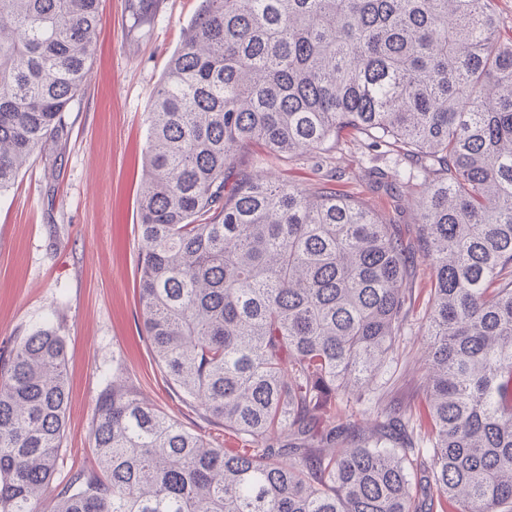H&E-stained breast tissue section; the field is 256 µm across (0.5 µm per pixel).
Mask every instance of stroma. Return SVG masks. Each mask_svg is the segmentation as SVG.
Listing matches in <instances>:
<instances>
[{
    "label": "stroma",
    "instance_id": "35a3bbf8",
    "mask_svg": "<svg viewBox=\"0 0 512 512\" xmlns=\"http://www.w3.org/2000/svg\"><path fill=\"white\" fill-rule=\"evenodd\" d=\"M202 0H100L101 29L92 77L65 114L68 134L37 150L14 185L0 193V354L17 338L49 324L66 344L71 398L55 482L94 460L91 422L113 376L140 398L206 439L222 427L184 405L154 362L142 333L138 295V200L148 112L169 57ZM278 183L308 187L319 174L312 158L286 162L244 155ZM337 187L379 215L393 202L373 189L367 172L394 158L343 134L327 161ZM415 309L399 362L387 366L381 400L354 406L357 419L379 411L424 410L418 390L424 333Z\"/></svg>",
    "mask_w": 512,
    "mask_h": 512
}]
</instances>
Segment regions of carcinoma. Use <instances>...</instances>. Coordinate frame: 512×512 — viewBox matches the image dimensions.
<instances>
[{"label":"carcinoma","instance_id":"1","mask_svg":"<svg viewBox=\"0 0 512 512\" xmlns=\"http://www.w3.org/2000/svg\"><path fill=\"white\" fill-rule=\"evenodd\" d=\"M494 0H204L149 112L138 203L143 335L185 428L112 377L94 463L52 484L69 402L44 325L0 357V512H512V40ZM99 0H0V191L66 135ZM396 155L415 239L326 179L273 185L236 154ZM432 271L429 415L369 432Z\"/></svg>","mask_w":512,"mask_h":512}]
</instances>
